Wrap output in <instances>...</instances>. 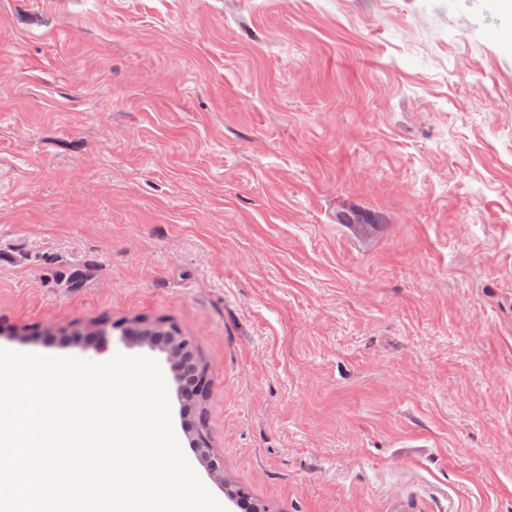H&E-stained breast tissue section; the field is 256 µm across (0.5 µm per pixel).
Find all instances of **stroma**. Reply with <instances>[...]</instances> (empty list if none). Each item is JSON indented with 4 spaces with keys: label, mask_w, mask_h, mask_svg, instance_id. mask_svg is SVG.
Listing matches in <instances>:
<instances>
[{
    "label": "stroma",
    "mask_w": 512,
    "mask_h": 512,
    "mask_svg": "<svg viewBox=\"0 0 512 512\" xmlns=\"http://www.w3.org/2000/svg\"><path fill=\"white\" fill-rule=\"evenodd\" d=\"M0 348L158 361L227 512H512V11L0 0ZM120 329L122 334H138L140 336H152L153 339L157 336H165L171 347L167 350L172 352L178 350L180 356L177 359L178 369L180 372V379H185L188 373L194 377V386L192 393L186 396L187 403L192 407H196L198 402L204 397L206 392L205 383L207 382L204 370L200 368L198 359L195 355L194 349L190 340L184 336H180L179 333L175 332L172 328L166 326L162 322H142L138 321L133 327H116ZM190 361L187 365L186 361Z\"/></svg>",
    "instance_id": "obj_1"
}]
</instances>
